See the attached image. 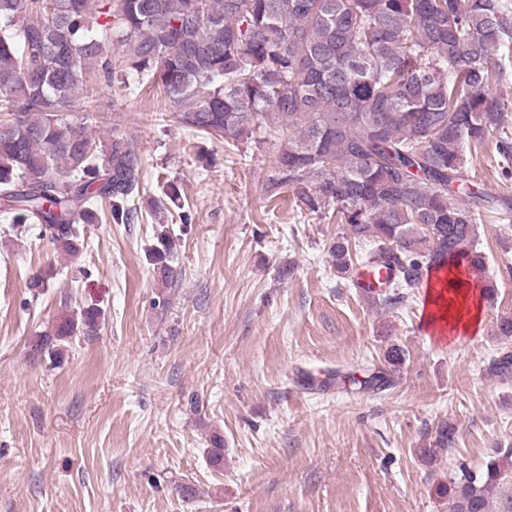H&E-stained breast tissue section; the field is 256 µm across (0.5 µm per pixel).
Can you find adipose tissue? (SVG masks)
<instances>
[{
  "mask_svg": "<svg viewBox=\"0 0 512 512\" xmlns=\"http://www.w3.org/2000/svg\"><path fill=\"white\" fill-rule=\"evenodd\" d=\"M484 294L478 284L464 282L462 288L454 290L452 296L429 294L428 301L437 306L431 314V324L446 328L451 337L471 335L481 323Z\"/></svg>",
  "mask_w": 512,
  "mask_h": 512,
  "instance_id": "adipose-tissue-1",
  "label": "adipose tissue"
}]
</instances>
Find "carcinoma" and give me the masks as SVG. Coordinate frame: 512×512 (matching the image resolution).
Instances as JSON below:
<instances>
[{
    "label": "carcinoma",
    "mask_w": 512,
    "mask_h": 512,
    "mask_svg": "<svg viewBox=\"0 0 512 512\" xmlns=\"http://www.w3.org/2000/svg\"><path fill=\"white\" fill-rule=\"evenodd\" d=\"M509 0H0V213L11 229L38 226L56 252H79L80 224L106 202L115 224L138 217L142 159L117 127L89 133L93 84L146 81L165 111L229 145L279 143L265 192L295 190L301 210L336 207L348 235L328 248L336 275L354 265L351 241L391 272L375 300L402 304L433 268L470 259L481 212L512 203L467 175V151L504 124L503 51ZM179 238L158 224L148 258L157 280L177 277ZM53 267L34 275L39 295ZM95 307L62 315L32 354L61 360L65 343L95 336ZM486 374L512 377V346ZM450 423L433 447L455 444ZM512 483V448L443 489L448 512H495Z\"/></svg>",
    "instance_id": "obj_1"
}]
</instances>
